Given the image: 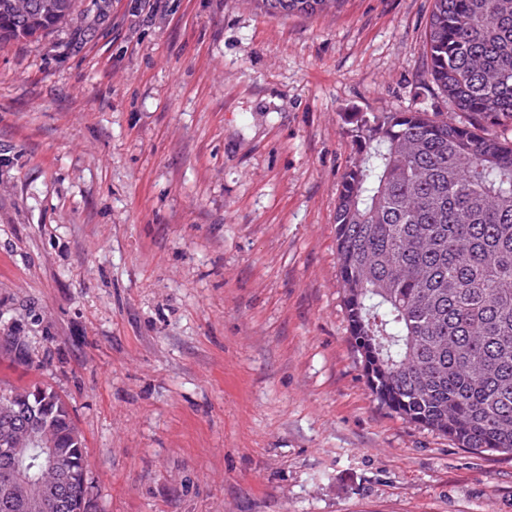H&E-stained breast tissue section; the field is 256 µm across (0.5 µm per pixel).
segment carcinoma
<instances>
[{
  "instance_id": "1",
  "label": "carcinoma",
  "mask_w": 512,
  "mask_h": 512,
  "mask_svg": "<svg viewBox=\"0 0 512 512\" xmlns=\"http://www.w3.org/2000/svg\"><path fill=\"white\" fill-rule=\"evenodd\" d=\"M73 0H0V38L37 37ZM270 17L339 0H258ZM428 72L453 112H350L356 157L341 182L336 248L350 341L378 400L460 447L512 454V0H433ZM5 342L30 365L25 341ZM29 403L75 474L65 512H90L83 437L67 403L40 384L0 392V442ZM15 486L0 468V512L47 499L38 459Z\"/></svg>"
}]
</instances>
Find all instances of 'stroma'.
Wrapping results in <instances>:
<instances>
[{
  "label": "stroma",
  "instance_id": "stroma-1",
  "mask_svg": "<svg viewBox=\"0 0 512 512\" xmlns=\"http://www.w3.org/2000/svg\"><path fill=\"white\" fill-rule=\"evenodd\" d=\"M433 0H74L0 41V387L42 383L94 512H512V455L371 395L336 205L348 112L448 100ZM341 0H258L263 12L270 17L314 15L324 12Z\"/></svg>",
  "mask_w": 512,
  "mask_h": 512
}]
</instances>
